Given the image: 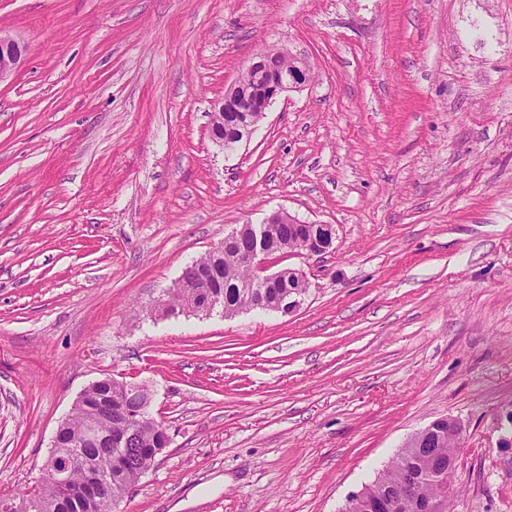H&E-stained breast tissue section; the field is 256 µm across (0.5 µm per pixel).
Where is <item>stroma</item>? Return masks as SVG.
Here are the masks:
<instances>
[{
  "label": "stroma",
  "mask_w": 512,
  "mask_h": 512,
  "mask_svg": "<svg viewBox=\"0 0 512 512\" xmlns=\"http://www.w3.org/2000/svg\"><path fill=\"white\" fill-rule=\"evenodd\" d=\"M0 491L109 376L170 443L122 512H342L462 427L453 512H512V0H0ZM304 59L224 151L213 103ZM330 224L302 305L155 307L225 233ZM25 53V45L11 36L0 33V81L18 68Z\"/></svg>",
  "instance_id": "35a3bbf8"
}]
</instances>
